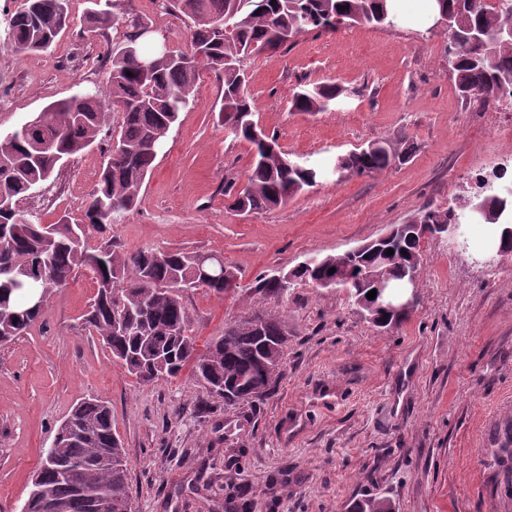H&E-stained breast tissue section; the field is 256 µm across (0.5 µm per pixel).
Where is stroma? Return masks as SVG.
Returning a JSON list of instances; mask_svg holds the SVG:
<instances>
[{
    "label": "stroma",
    "instance_id": "35a3bbf8",
    "mask_svg": "<svg viewBox=\"0 0 512 512\" xmlns=\"http://www.w3.org/2000/svg\"><path fill=\"white\" fill-rule=\"evenodd\" d=\"M25 0H0V128L37 116L78 89L100 86L116 33L84 39L87 0H69V28L48 50L16 53L8 19ZM147 37L187 46L185 23L162 0H134ZM393 27L313 32L244 63L254 119L291 158L323 163L407 133L403 164L373 177L322 180L261 214L233 211L226 179L245 183L254 151L219 121L222 89L202 74L137 205L105 232L124 251L181 248L239 271L224 295L183 294L198 351L226 324L262 312L288 323L282 378L259 409L225 408L191 370L138 383L84 314L91 275L50 296L25 336L0 347V512H20L60 423L78 401L109 402L128 461L133 512H351L365 494L392 512H512V255L497 256L490 224L421 242L419 299L390 331L365 320L345 290L295 283L282 296L251 290L379 237L422 207L477 193L479 178L512 183V102L478 110L456 92L448 33L400 13ZM344 90L327 112H294L296 91ZM70 159L22 208L45 224L84 223L112 130ZM493 263L478 260V252Z\"/></svg>",
    "mask_w": 512,
    "mask_h": 512
}]
</instances>
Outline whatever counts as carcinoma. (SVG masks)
<instances>
[{
    "instance_id": "carcinoma-1",
    "label": "carcinoma",
    "mask_w": 512,
    "mask_h": 512,
    "mask_svg": "<svg viewBox=\"0 0 512 512\" xmlns=\"http://www.w3.org/2000/svg\"><path fill=\"white\" fill-rule=\"evenodd\" d=\"M88 2L92 7L86 17L87 32L111 28L122 34L112 47L106 71L108 92L80 90L49 105L25 134L0 132V344L24 335L41 317L42 312L30 309L29 295L41 290L45 279L57 289L64 288L84 269L97 283L85 322L139 382L161 380L151 369L153 363L164 364L168 378L189 366L197 381L218 398L224 395L215 387L226 381L248 387L224 408L259 404L274 392L281 376L288 324L253 313L224 327V336L200 354L183 303V292L193 285L198 253L152 248L125 253L110 241L91 249L88 232L116 223V217L136 206L160 146L180 112L195 103L196 85L205 71L222 86L219 116L224 128L254 148L244 186L224 190L231 207L260 213L315 186L324 169L295 162L282 149L274 154L262 150L255 137L261 128L245 92L243 63L312 31H331L346 23L393 27L398 15L390 0H166V7L190 23V46L164 57L156 46L141 42L138 20L128 11L132 0H106L102 7L96 0ZM68 3L26 0L24 9L9 19L7 46L18 53L51 47L69 26ZM340 5L344 10H338ZM443 8L462 27L486 39L512 28V0L497 7L474 0H443ZM448 67L460 97L478 109L512 100V42H500L491 52L459 42L448 50ZM339 95L333 83L303 89L294 94L291 108L326 112ZM114 112L122 113L123 122L111 135L99 184L87 199V223L60 221L46 226L37 215L20 210L21 197L54 182L70 158L94 144ZM409 141L403 132L394 140H377L351 151L333 174L340 180L378 174L410 157ZM478 203L486 214L471 212ZM410 220L494 224L499 249L512 252V244L506 242L512 228V195L498 192L489 181L480 186L476 202L457 198L444 210L424 207ZM393 250L381 266L377 255L369 252L316 258L297 268L296 281L319 288L320 281L337 278L336 287L344 289L359 310L378 316L385 327H394L404 317L375 308L376 300L366 297L372 278L383 271L399 281L408 270H422L423 264H414L420 243L408 229ZM252 288L265 296L288 293L269 275L257 277ZM118 312L125 313L127 320L119 331L112 328V316ZM256 321L262 323V336L242 330V325ZM75 419L89 436L54 437L45 451L38 491L28 497L22 512H45V503L57 505L56 512H132L127 468L98 464L109 447L112 455H123L112 427V409L89 399L81 402ZM352 512H391V507L385 499L369 496L358 500Z\"/></svg>"
}]
</instances>
